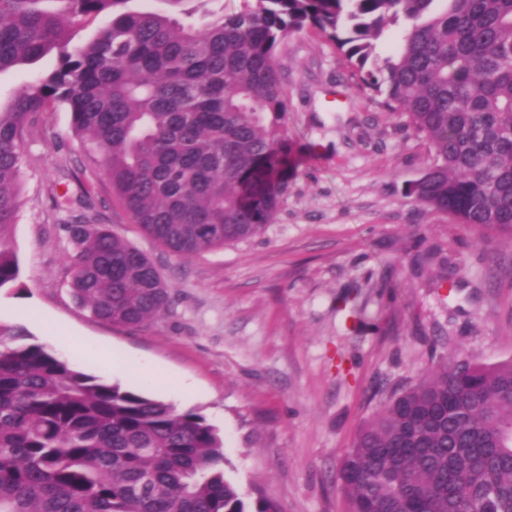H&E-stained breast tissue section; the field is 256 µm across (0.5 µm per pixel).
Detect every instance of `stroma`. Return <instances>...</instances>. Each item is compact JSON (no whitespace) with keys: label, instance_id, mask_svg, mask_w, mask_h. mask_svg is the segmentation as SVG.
<instances>
[{"label":"stroma","instance_id":"1","mask_svg":"<svg viewBox=\"0 0 512 512\" xmlns=\"http://www.w3.org/2000/svg\"><path fill=\"white\" fill-rule=\"evenodd\" d=\"M276 58L304 162L260 235L190 258L158 246L113 202L69 112L44 114L25 138L9 234L20 275L0 290V321L101 380L199 412L219 429L224 477L245 500L345 512L340 462L378 389L413 383L451 353L512 358V237L479 238L405 196L428 149L381 96L356 89L327 35L301 32ZM80 184L100 223L161 272L171 302L158 318L116 326L73 299L71 214L55 196ZM104 351L120 372L103 366ZM143 365L164 380L139 377Z\"/></svg>","mask_w":512,"mask_h":512}]
</instances>
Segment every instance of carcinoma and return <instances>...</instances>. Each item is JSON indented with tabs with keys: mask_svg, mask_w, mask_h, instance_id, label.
<instances>
[{
	"mask_svg": "<svg viewBox=\"0 0 512 512\" xmlns=\"http://www.w3.org/2000/svg\"><path fill=\"white\" fill-rule=\"evenodd\" d=\"M157 2L0 0V74L56 54L0 106V289L19 278L6 233L24 136L59 108L130 221L169 253L259 235L300 163L276 49L308 28L426 144L430 162L406 194L512 234V0H243L234 14ZM88 17L104 24L73 44ZM65 230L71 290L93 317L136 327L168 307L147 254L94 216ZM223 465L224 439L200 413L100 380L0 321V512H279L246 503ZM338 481L347 512H512V358L457 354L388 392Z\"/></svg>",
	"mask_w": 512,
	"mask_h": 512,
	"instance_id": "cac0c4a2",
	"label": "carcinoma"
}]
</instances>
